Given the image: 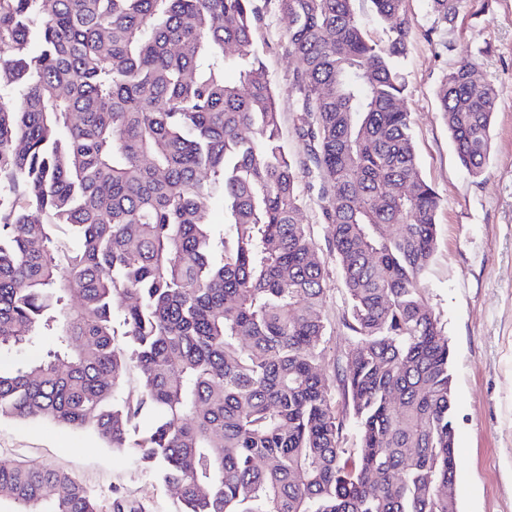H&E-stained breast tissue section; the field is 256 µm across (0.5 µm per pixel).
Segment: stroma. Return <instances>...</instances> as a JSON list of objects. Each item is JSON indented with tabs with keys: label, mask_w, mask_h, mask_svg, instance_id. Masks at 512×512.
Returning a JSON list of instances; mask_svg holds the SVG:
<instances>
[{
	"label": "stroma",
	"mask_w": 512,
	"mask_h": 512,
	"mask_svg": "<svg viewBox=\"0 0 512 512\" xmlns=\"http://www.w3.org/2000/svg\"><path fill=\"white\" fill-rule=\"evenodd\" d=\"M406 9L412 21L402 67L406 105L419 170L441 199L425 298L451 349L459 512H512V0H463L442 41L433 44L424 37L435 22L429 0H406ZM287 29V19L267 5L256 40L279 101L283 144L302 161L291 85L296 62L282 47ZM464 57L498 90L492 149L477 179L458 164L437 100L443 77ZM321 183L317 169L302 173L300 220L324 260V348L331 364L346 344L347 297L330 228L320 220ZM1 462L67 471L88 488L100 512H112L117 494L143 512H175L177 506L174 487L91 432L2 417Z\"/></svg>",
	"instance_id": "35a3bbf8"
}]
</instances>
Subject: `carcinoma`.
Masks as SVG:
<instances>
[{
	"label": "carcinoma",
	"instance_id": "1",
	"mask_svg": "<svg viewBox=\"0 0 512 512\" xmlns=\"http://www.w3.org/2000/svg\"><path fill=\"white\" fill-rule=\"evenodd\" d=\"M275 2L346 287L341 400L259 0H0V355L49 340L0 367V417L96 433L174 485L176 512H458L448 336L423 295L440 198L405 105V0H367L380 41L356 0ZM461 2L430 0L428 39ZM475 72L457 62L437 98L479 178L498 92ZM143 411L153 427L133 439ZM2 500L98 512L69 474L21 463L0 464Z\"/></svg>",
	"mask_w": 512,
	"mask_h": 512
}]
</instances>
